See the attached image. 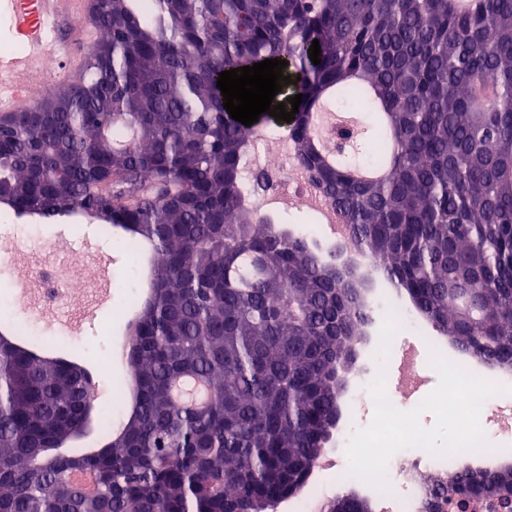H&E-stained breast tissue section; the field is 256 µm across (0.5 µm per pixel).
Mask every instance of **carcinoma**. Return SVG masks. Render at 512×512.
<instances>
[{"label":"carcinoma","instance_id":"obj_1","mask_svg":"<svg viewBox=\"0 0 512 512\" xmlns=\"http://www.w3.org/2000/svg\"><path fill=\"white\" fill-rule=\"evenodd\" d=\"M93 21L84 81L0 134V201L99 214L161 260L117 430L83 367L0 334V512H271L331 442L367 289L249 203L225 70L288 62L296 161L354 244L451 345L512 369V0H94ZM329 89L376 116L338 125L333 166L312 135ZM184 376L205 403L172 399ZM508 485L512 466L468 467L448 494L507 509ZM339 508L373 512L353 492Z\"/></svg>","mask_w":512,"mask_h":512}]
</instances>
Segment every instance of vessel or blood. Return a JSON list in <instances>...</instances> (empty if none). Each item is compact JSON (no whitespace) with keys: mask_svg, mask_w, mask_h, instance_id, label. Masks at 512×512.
Listing matches in <instances>:
<instances>
[{"mask_svg":"<svg viewBox=\"0 0 512 512\" xmlns=\"http://www.w3.org/2000/svg\"><path fill=\"white\" fill-rule=\"evenodd\" d=\"M90 7L91 0H0V40L21 45L0 52V115L20 112L31 90L46 80L68 87L82 82L97 36L88 20ZM60 43L68 53L48 70V52Z\"/></svg>","mask_w":512,"mask_h":512,"instance_id":"obj_1","label":"vessel or blood"}]
</instances>
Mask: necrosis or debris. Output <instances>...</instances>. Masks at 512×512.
I'll list each match as a JSON object with an SVG mask.
<instances>
[{"mask_svg":"<svg viewBox=\"0 0 512 512\" xmlns=\"http://www.w3.org/2000/svg\"><path fill=\"white\" fill-rule=\"evenodd\" d=\"M244 182L247 197L258 211L264 212L275 204L313 213L314 225L308 227L311 235L326 233L327 227L335 223L336 213L321 197L309 175L295 161L291 142L282 136L264 134L250 138L245 156ZM65 266L46 264L38 267L30 276L14 283L12 304L24 307V295L30 283H37L41 289L45 308H55L61 298V284L65 269H80L85 265V253L76 247H63ZM379 318L394 315L400 333L408 335L430 350L442 353L447 348L446 340L431 335L418 313L408 304L378 294L372 304ZM458 365L468 372L487 380L496 386L495 394L488 397L480 415L492 421V428L486 429L490 439L508 437L512 439V395L506 393L512 370L478 363L466 355H458ZM352 434L348 427H341L336 433V449L325 452L316 464L317 476L307 494L300 502L294 503L295 512H327L340 476L346 475L348 460L340 452L341 445L348 443ZM499 462L495 456H471L462 452L452 456L436 457L428 452L413 448L400 451L390 460L387 468L388 490L375 489L370 483H363L364 491L372 493L376 512H494L488 503H473L459 507L450 503L448 480L460 467L473 464L486 470L496 469Z\"/></svg>","mask_w":512,"mask_h":512,"instance_id":"necrosis-or-debris-1","label":"necrosis or debris"}]
</instances>
